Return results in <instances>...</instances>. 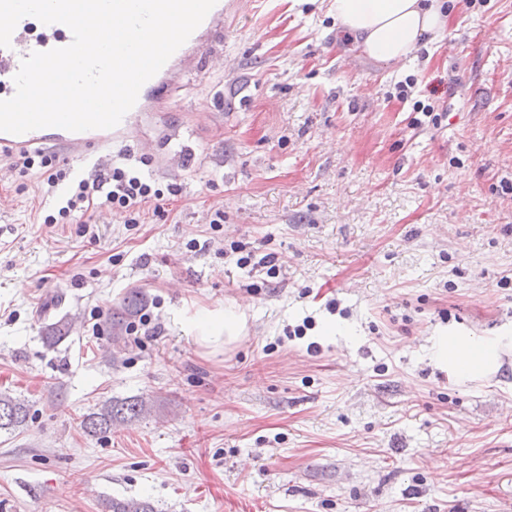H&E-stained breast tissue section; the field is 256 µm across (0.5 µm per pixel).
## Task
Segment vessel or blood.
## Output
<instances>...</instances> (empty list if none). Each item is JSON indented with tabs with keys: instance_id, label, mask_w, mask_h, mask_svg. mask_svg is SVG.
<instances>
[{
	"instance_id": "obj_1",
	"label": "vessel or blood",
	"mask_w": 512,
	"mask_h": 512,
	"mask_svg": "<svg viewBox=\"0 0 512 512\" xmlns=\"http://www.w3.org/2000/svg\"><path fill=\"white\" fill-rule=\"evenodd\" d=\"M225 14L224 0H217L189 39L141 87L134 107L116 127L83 132L48 127L19 135L0 132V152L40 151L54 145L63 149L64 159L72 167L80 169L87 165L100 167L109 164L113 145L126 140L130 132L140 126L147 112L152 111L154 102L166 97L173 77L187 60H195L200 68L223 66L224 53L216 49L215 43L224 35ZM71 41L72 33L63 24L38 26L33 17L22 18L12 34L10 47H0V100L14 95L13 77L23 58L35 51L68 46Z\"/></svg>"
}]
</instances>
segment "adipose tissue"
<instances>
[{
    "mask_svg": "<svg viewBox=\"0 0 512 512\" xmlns=\"http://www.w3.org/2000/svg\"><path fill=\"white\" fill-rule=\"evenodd\" d=\"M336 32L352 40L375 63L404 62L423 41L440 36L448 23L444 0H326ZM246 315L238 306L201 309L185 316L183 327L200 348L218 351L238 341ZM432 356L454 365L461 376L478 371L487 356L484 346L469 338L437 336Z\"/></svg>",
    "mask_w": 512,
    "mask_h": 512,
    "instance_id": "1",
    "label": "adipose tissue"
}]
</instances>
